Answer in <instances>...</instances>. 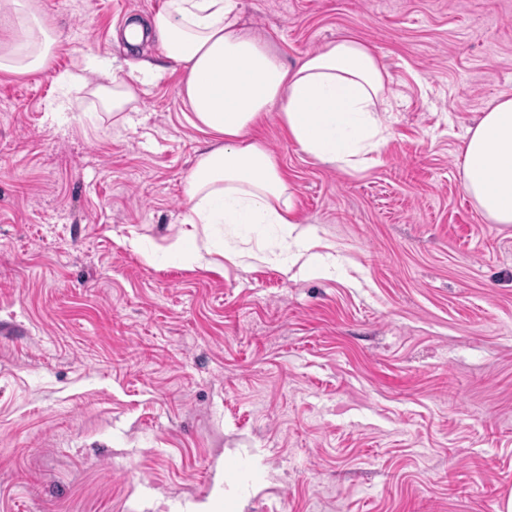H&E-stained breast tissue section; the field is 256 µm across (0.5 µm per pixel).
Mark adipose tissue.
Listing matches in <instances>:
<instances>
[{
    "instance_id": "adipose-tissue-1",
    "label": "adipose tissue",
    "mask_w": 512,
    "mask_h": 512,
    "mask_svg": "<svg viewBox=\"0 0 512 512\" xmlns=\"http://www.w3.org/2000/svg\"><path fill=\"white\" fill-rule=\"evenodd\" d=\"M16 25L0 36V72L41 70L59 41L40 22L32 0H9ZM128 46L155 39L164 64L143 61L128 71L87 57L59 74L60 84L85 86L88 75L112 81V110L123 112L136 85L161 79L168 67L184 74L181 93L190 122L213 142L187 177V229L171 243L186 260L210 264L206 248L185 249L197 225L278 224L293 250L289 265L328 271L315 262L299 231L294 197L275 158L254 136L271 108L291 140L319 161L349 173L377 162L387 140L379 115L390 106L391 76L373 48L348 36L326 43L292 65L246 27L239 0H166L150 22L123 32ZM461 186L491 224H512V92H502L468 128L459 166Z\"/></svg>"
}]
</instances>
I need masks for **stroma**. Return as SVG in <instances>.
Returning <instances> with one entry per match:
<instances>
[{
    "mask_svg": "<svg viewBox=\"0 0 512 512\" xmlns=\"http://www.w3.org/2000/svg\"><path fill=\"white\" fill-rule=\"evenodd\" d=\"M285 62L354 36L391 75L380 160L257 137L320 275L276 224L215 225L213 266L170 251L209 139L183 74L63 91L165 0H39L45 70L0 73V512H506L512 224L459 179L469 126L512 91V0H240ZM265 253L233 263L224 251Z\"/></svg>",
    "mask_w": 512,
    "mask_h": 512,
    "instance_id": "1",
    "label": "stroma"
}]
</instances>
